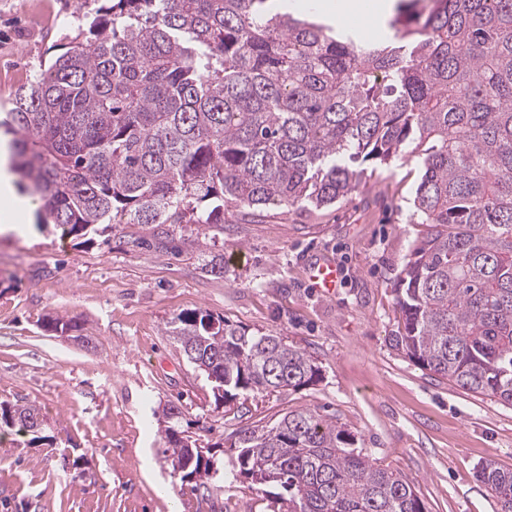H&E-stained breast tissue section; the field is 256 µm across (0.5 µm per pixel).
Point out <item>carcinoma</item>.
<instances>
[{
  "label": "carcinoma",
  "mask_w": 512,
  "mask_h": 512,
  "mask_svg": "<svg viewBox=\"0 0 512 512\" xmlns=\"http://www.w3.org/2000/svg\"><path fill=\"white\" fill-rule=\"evenodd\" d=\"M86 31L13 93L0 122L11 170L49 223H224L321 209L361 165L410 155L426 226L396 284V346L421 368L512 405V0H397L370 39L265 7L268 0H106ZM215 403L316 383L284 337L203 311L167 323ZM41 439L30 405L0 429ZM173 485L224 499L199 437L165 429ZM232 479L270 486L266 512H424L414 485L309 408L230 435ZM478 478L512 512V471Z\"/></svg>",
  "instance_id": "carcinoma-1"
}]
</instances>
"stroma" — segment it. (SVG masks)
<instances>
[{
  "instance_id": "obj_1",
  "label": "stroma",
  "mask_w": 512,
  "mask_h": 512,
  "mask_svg": "<svg viewBox=\"0 0 512 512\" xmlns=\"http://www.w3.org/2000/svg\"><path fill=\"white\" fill-rule=\"evenodd\" d=\"M25 0H0V113L23 73L49 63L66 33L95 12L50 0L57 22L32 33ZM415 159L369 162L358 188L318 211L270 212L223 228L116 224L83 237L40 228L0 236V402L35 406L43 441L0 434V512H196L191 489L171 486L162 409L180 429L223 441L310 408L338 422L382 464L415 486L425 512H497L477 479L486 460L512 471V406L419 367L393 338L403 320L394 292L425 227L412 220ZM220 256L224 270L207 271ZM317 259L343 273L334 296L314 288ZM204 309L252 332H271L311 354L316 385L249 392L216 407L211 384L166 332L179 313ZM77 331L47 330V318ZM265 486L224 485V512H264Z\"/></svg>"
}]
</instances>
